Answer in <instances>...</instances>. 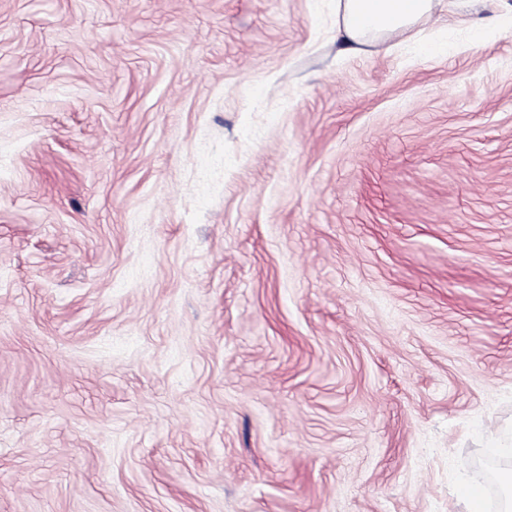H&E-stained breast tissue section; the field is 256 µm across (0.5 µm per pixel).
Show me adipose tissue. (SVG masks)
Returning a JSON list of instances; mask_svg holds the SVG:
<instances>
[{"label": "adipose tissue", "mask_w": 512, "mask_h": 512, "mask_svg": "<svg viewBox=\"0 0 512 512\" xmlns=\"http://www.w3.org/2000/svg\"><path fill=\"white\" fill-rule=\"evenodd\" d=\"M336 43L357 53L369 44L404 36L435 16L455 17L457 0H336Z\"/></svg>", "instance_id": "1"}]
</instances>
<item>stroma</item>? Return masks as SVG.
<instances>
[{
    "label": "stroma",
    "instance_id": "1",
    "mask_svg": "<svg viewBox=\"0 0 512 512\" xmlns=\"http://www.w3.org/2000/svg\"><path fill=\"white\" fill-rule=\"evenodd\" d=\"M0 0V512H466L512 454V22ZM459 0H336L339 53H357L391 36L413 33L441 14L457 15Z\"/></svg>",
    "mask_w": 512,
    "mask_h": 512
}]
</instances>
